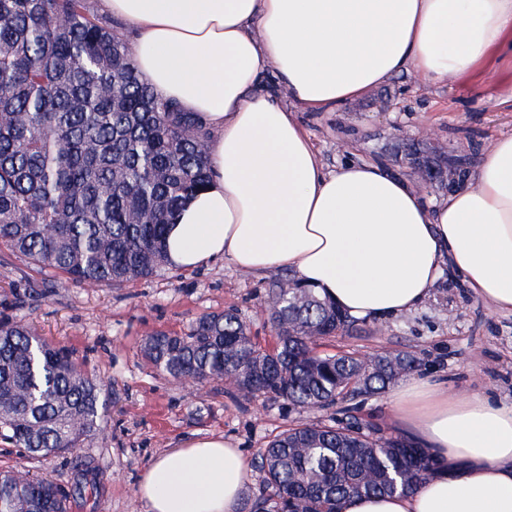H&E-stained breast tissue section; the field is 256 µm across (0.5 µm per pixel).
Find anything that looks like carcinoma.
Listing matches in <instances>:
<instances>
[{
  "label": "carcinoma",
  "instance_id": "obj_1",
  "mask_svg": "<svg viewBox=\"0 0 512 512\" xmlns=\"http://www.w3.org/2000/svg\"><path fill=\"white\" fill-rule=\"evenodd\" d=\"M211 132L139 77L129 49L88 0H0V248L66 282L120 288L167 263L165 227L210 182ZM409 167L452 188L473 160L424 156ZM276 333L263 346L233 310L204 315L184 335L158 332L141 354L172 381L230 380L245 398L328 408L380 394L418 369L409 351H320L356 320L295 279L265 298ZM105 391L64 345L22 320H0V439L27 460L69 453L104 432ZM262 487L243 512H342L358 496L415 491L438 468L432 453L352 416L303 422L261 449ZM86 460L72 491L0 471V512H70L94 485Z\"/></svg>",
  "mask_w": 512,
  "mask_h": 512
}]
</instances>
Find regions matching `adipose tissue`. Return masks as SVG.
I'll return each instance as SVG.
<instances>
[{
    "mask_svg": "<svg viewBox=\"0 0 512 512\" xmlns=\"http://www.w3.org/2000/svg\"><path fill=\"white\" fill-rule=\"evenodd\" d=\"M136 34L141 79L214 132L212 177L167 230L172 267L220 259L287 268L357 319L425 301L444 264L512 311V135L439 204L382 166L328 172L293 108L326 111L414 72L431 85L470 73L512 38V0H102ZM272 67L290 105L254 93ZM395 409L437 472L416 491L352 498L342 512H512V408L410 380ZM248 464L220 435L154 460L147 512H237Z\"/></svg>",
    "mask_w": 512,
    "mask_h": 512,
    "instance_id": "1",
    "label": "adipose tissue"
}]
</instances>
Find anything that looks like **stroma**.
I'll list each match as a JSON object with an SVG mask.
<instances>
[{"label":"stroma","instance_id":"stroma-1","mask_svg":"<svg viewBox=\"0 0 512 512\" xmlns=\"http://www.w3.org/2000/svg\"><path fill=\"white\" fill-rule=\"evenodd\" d=\"M295 118L328 170L350 162L379 163L413 180L400 150L405 142L479 161L491 143L512 135V46L455 81L427 87L403 72L345 106L299 109ZM423 128L433 129L432 139L418 138ZM287 276L284 270L243 272L222 258L198 269L165 267L120 288H87L58 283L55 273L37 272L0 250V312L66 345L79 367L107 391L104 433L89 446L30 463L31 473L68 489L79 461L93 459L98 488L74 498L70 512H147L136 491L139 478L182 441L221 434L253 462L289 426L339 417L336 407L308 410L248 399L220 381L194 387L173 382L140 355L149 334L181 335L201 316L229 308L238 311L260 344H274L263 300L269 285ZM352 348L413 352L422 361L418 376L512 407V312L477 298L457 270L445 269L413 311L367 321L365 333L337 336L322 346L326 352ZM354 414L384 434H408L394 411L392 392L358 402Z\"/></svg>","mask_w":512,"mask_h":512}]
</instances>
